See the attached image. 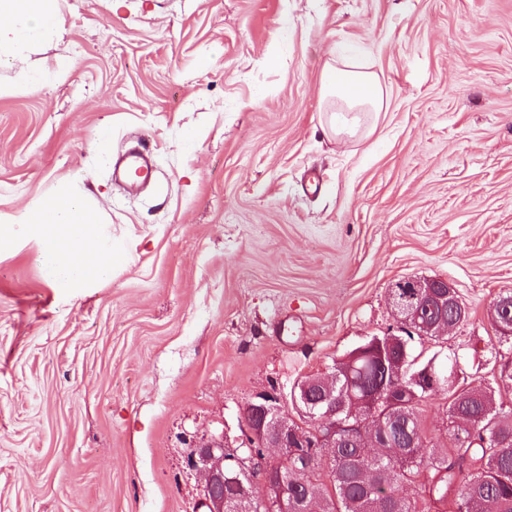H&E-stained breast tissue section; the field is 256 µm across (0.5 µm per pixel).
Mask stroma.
<instances>
[{
    "label": "stroma",
    "instance_id": "stroma-1",
    "mask_svg": "<svg viewBox=\"0 0 512 512\" xmlns=\"http://www.w3.org/2000/svg\"><path fill=\"white\" fill-rule=\"evenodd\" d=\"M36 85L0 68V225L82 187L125 256L62 292L37 243L0 248V512H206L195 448L242 440L371 337L389 290L450 282L467 319L418 361L498 378L512 290V0H64ZM374 74L337 135L324 70ZM153 182L127 193L118 153ZM447 392L417 406L449 448ZM492 323L496 332L499 334L500 344H508V350L512 351V305L508 309H500L498 305L494 306L491 316ZM510 335H507L508 333Z\"/></svg>",
    "mask_w": 512,
    "mask_h": 512
}]
</instances>
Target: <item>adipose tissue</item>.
I'll list each match as a JSON object with an SVG mask.
<instances>
[{
    "label": "adipose tissue",
    "instance_id": "obj_1",
    "mask_svg": "<svg viewBox=\"0 0 512 512\" xmlns=\"http://www.w3.org/2000/svg\"><path fill=\"white\" fill-rule=\"evenodd\" d=\"M61 38V0H0V67L24 69L38 45ZM323 84L337 111L383 106L384 92L373 74L330 67ZM21 222L37 242L36 262L52 287L65 291L111 278L114 253L103 242L102 214L87 197L64 190L26 209Z\"/></svg>",
    "mask_w": 512,
    "mask_h": 512
}]
</instances>
